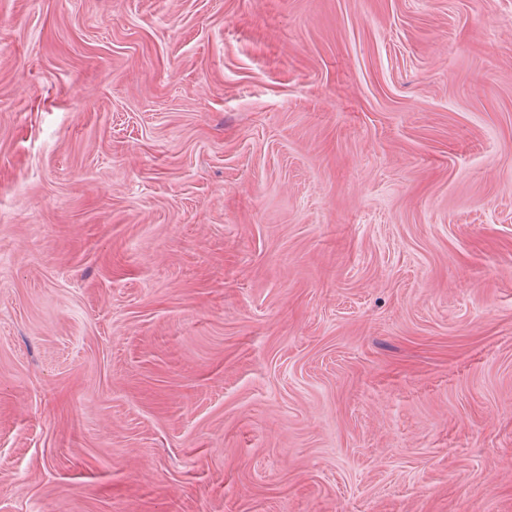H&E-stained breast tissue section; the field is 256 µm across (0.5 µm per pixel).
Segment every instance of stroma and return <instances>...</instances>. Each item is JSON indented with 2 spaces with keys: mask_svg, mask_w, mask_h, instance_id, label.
<instances>
[{
  "mask_svg": "<svg viewBox=\"0 0 512 512\" xmlns=\"http://www.w3.org/2000/svg\"><path fill=\"white\" fill-rule=\"evenodd\" d=\"M0 512H512V0H0Z\"/></svg>",
  "mask_w": 512,
  "mask_h": 512,
  "instance_id": "1",
  "label": "stroma"
}]
</instances>
